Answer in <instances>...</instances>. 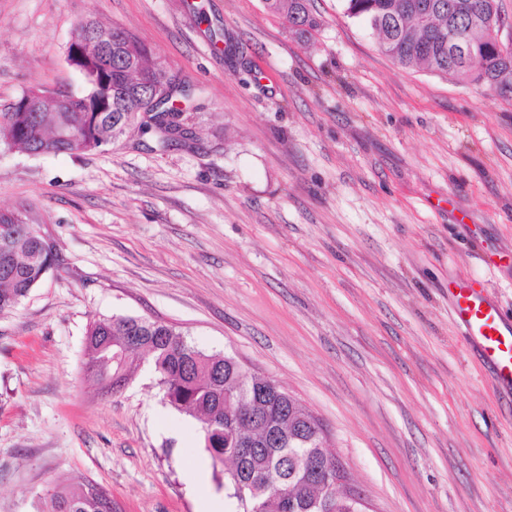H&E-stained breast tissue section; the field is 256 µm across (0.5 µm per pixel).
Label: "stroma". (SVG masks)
Listing matches in <instances>:
<instances>
[{"label":"stroma","mask_w":512,"mask_h":512,"mask_svg":"<svg viewBox=\"0 0 512 512\" xmlns=\"http://www.w3.org/2000/svg\"><path fill=\"white\" fill-rule=\"evenodd\" d=\"M296 41L264 0H0V112L81 90L87 20L136 34L193 89L191 146L0 148L59 265L0 315V512L93 481L117 512H199V422L149 362L102 395L91 321L161 319L269 376L323 424L372 512H512V394L455 323L478 280L512 321V100L404 68L341 0Z\"/></svg>","instance_id":"stroma-1"}]
</instances>
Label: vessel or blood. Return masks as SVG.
Returning a JSON list of instances; mask_svg holds the SVG:
<instances>
[{
    "label": "vessel or blood",
    "instance_id": "vessel-or-blood-1",
    "mask_svg": "<svg viewBox=\"0 0 512 512\" xmlns=\"http://www.w3.org/2000/svg\"><path fill=\"white\" fill-rule=\"evenodd\" d=\"M452 311L491 366L494 381L512 388V324L484 295L480 283L463 281L450 291Z\"/></svg>",
    "mask_w": 512,
    "mask_h": 512
}]
</instances>
